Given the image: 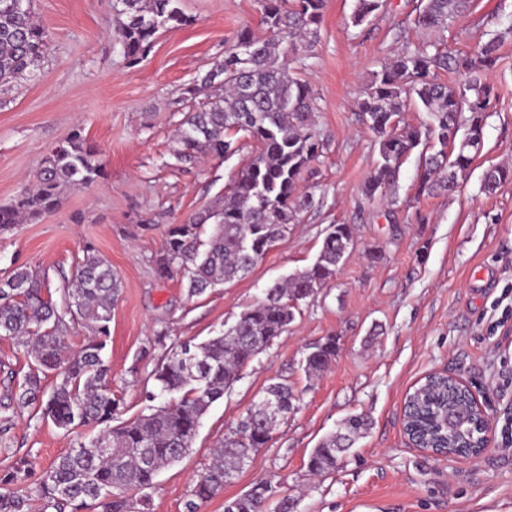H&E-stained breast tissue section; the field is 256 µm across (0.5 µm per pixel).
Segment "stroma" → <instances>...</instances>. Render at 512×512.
<instances>
[{
	"instance_id": "1",
	"label": "stroma",
	"mask_w": 512,
	"mask_h": 512,
	"mask_svg": "<svg viewBox=\"0 0 512 512\" xmlns=\"http://www.w3.org/2000/svg\"><path fill=\"white\" fill-rule=\"evenodd\" d=\"M355 3L328 0L312 55L296 71L317 95L316 129L327 143L299 181L315 207L248 275L191 299L181 276H158L153 260L169 228L223 195L256 145L244 139L230 158L202 154L183 165L172 154L174 134L188 110L187 88L241 29H259L256 0H181L188 24L159 32L134 66L119 45L112 0H33L49 45L35 77L0 87V205L29 187L51 149L77 131L97 148L104 176L67 189L57 210L0 235V279L30 266L58 302L87 248L112 265L122 288L104 358L124 417L141 411L148 377L172 348L218 335L274 281L313 264L329 225L356 227L355 246L329 287L302 305L230 396L212 405L189 455L160 472L148 491L151 512H182L212 445L276 377L297 391L295 411L200 512H224L225 499L262 479L286 487L296 512H512V447L501 438L512 422V318L505 316L512 306V181L491 195L481 188L488 168L512 166V36L488 74L499 98L458 191L417 196L413 155L391 206L364 197L378 149L356 104L380 63L429 35L412 24L416 0H386L359 27L351 24ZM511 15L512 0H473L440 38L449 51L469 53ZM371 251L380 253L378 262L368 259ZM325 336L336 337V356L307 377L302 359ZM432 372L459 378L486 411L490 443L477 459L437 457L405 436V394ZM357 413L371 418L369 432L333 472L311 477V450ZM9 436L40 472L87 433L58 429L28 407Z\"/></svg>"
}]
</instances>
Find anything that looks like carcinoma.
Masks as SVG:
<instances>
[{"mask_svg":"<svg viewBox=\"0 0 512 512\" xmlns=\"http://www.w3.org/2000/svg\"><path fill=\"white\" fill-rule=\"evenodd\" d=\"M0 0V85L33 74L47 48V33L37 23L32 0ZM179 0H113L120 20L121 50L136 64L159 31L189 23ZM470 0H418L415 26L444 32L468 8ZM266 34L245 28L224 50L223 59L187 88L193 100L176 133L175 157L190 164L199 153L232 156L240 150L238 135L258 143L250 162L232 178L216 205L173 226L154 259L158 275L176 272L197 297L219 284L249 273L315 207L311 194H300L302 171L323 154L327 144L315 128V92L293 76L281 58L303 63L310 56L323 20L326 0H258ZM384 6V0H356L352 24L359 26ZM502 36L495 35L471 53L450 54L440 44L407 42L394 59L372 72L358 102L359 117L375 136L379 159L363 194L397 204L400 168L415 151L435 139L441 149L424 156L418 193L456 191L483 142L485 121L498 93L487 74L499 60ZM443 72L462 77L458 84L441 80ZM210 89L199 97L200 88ZM414 96L428 113L421 127L397 130L403 97ZM104 175L96 149L75 133L46 156L34 185L0 206V234L15 225L55 210L64 191L91 184ZM512 180V167L493 166L483 174V188L495 191ZM355 227L332 224L315 262L293 272L264 291L219 335L199 343L185 342L152 371L154 388L145 391L144 407L131 419L116 422L122 398L112 392L104 350L110 338L112 306L121 280L104 258L86 253L64 305L57 309L45 278L27 266L0 280V338L13 340L28 356V371L17 389L0 404V453L11 458L0 471V512H84L88 503L102 512H149L143 492L160 471L179 462L192 448L211 406L227 395L255 356L268 348L294 322L299 306L336 276L352 249ZM89 330L85 343H67L70 325ZM334 336L308 348L304 371L315 376L336 356ZM56 374L46 390L42 380ZM293 386L278 378L269 383L237 426L213 448V463L197 479L184 512H199L220 495L227 477L250 465L266 447L276 427L295 410ZM36 405L62 430L89 427L95 434L79 442L41 473L28 455L10 448L11 409ZM476 422L468 394L450 380L435 378L410 397L406 415L417 437L449 452L477 453L474 445L444 438L435 429L443 411ZM370 419L355 414L342 421L309 455L312 476L335 470ZM295 499L269 481L255 482L245 493L224 501V512H292Z\"/></svg>","mask_w":512,"mask_h":512,"instance_id":"1","label":"carcinoma"}]
</instances>
